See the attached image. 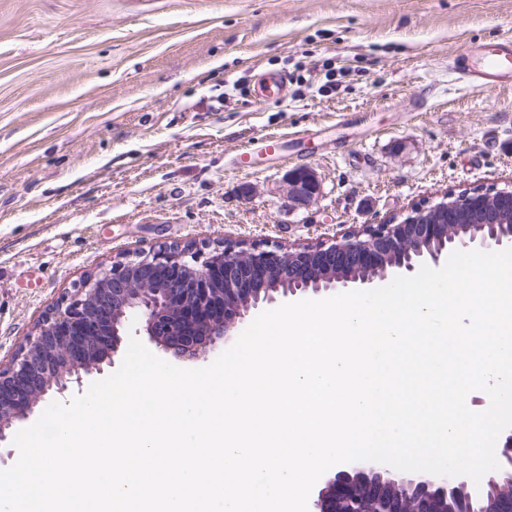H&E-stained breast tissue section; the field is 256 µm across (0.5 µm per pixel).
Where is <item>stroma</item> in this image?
I'll return each mask as SVG.
<instances>
[{"mask_svg":"<svg viewBox=\"0 0 512 512\" xmlns=\"http://www.w3.org/2000/svg\"><path fill=\"white\" fill-rule=\"evenodd\" d=\"M507 32L512 0H0V359L124 253L312 245L511 184L512 87L449 69ZM297 168L322 190L292 209Z\"/></svg>","mask_w":512,"mask_h":512,"instance_id":"obj_1","label":"stroma"}]
</instances>
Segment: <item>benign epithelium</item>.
Returning <instances> with one entry per match:
<instances>
[{"label": "benign epithelium", "mask_w": 512, "mask_h": 512, "mask_svg": "<svg viewBox=\"0 0 512 512\" xmlns=\"http://www.w3.org/2000/svg\"><path fill=\"white\" fill-rule=\"evenodd\" d=\"M288 202L308 205L321 184L310 169L286 176ZM468 210L480 223L461 225ZM482 250L512 246V190L481 188L446 193L418 204L383 224H367L332 242L302 247L224 242L198 262L193 247L173 243L152 253L127 255L87 274L74 294L55 306L0 364V444L7 430L34 412L49 392L62 393L82 375L113 363L130 318L135 332L164 352L196 358L238 331L250 311L263 303L338 286L364 285L404 276L421 265L438 266L457 245ZM500 469L480 485L466 476L400 472L365 461L336 465L318 480L350 503L369 499L377 512H439L437 504L464 492L479 503L484 486L503 488L498 503L482 512H512V428L496 448ZM403 486L407 495L379 497L373 477Z\"/></svg>", "instance_id": "7a95c632"}]
</instances>
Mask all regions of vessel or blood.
<instances>
[{"label":"vessel or blood","instance_id":"b4317fda","mask_svg":"<svg viewBox=\"0 0 512 512\" xmlns=\"http://www.w3.org/2000/svg\"><path fill=\"white\" fill-rule=\"evenodd\" d=\"M458 81L472 88L512 86V35L493 44H469L450 64Z\"/></svg>","mask_w":512,"mask_h":512}]
</instances>
